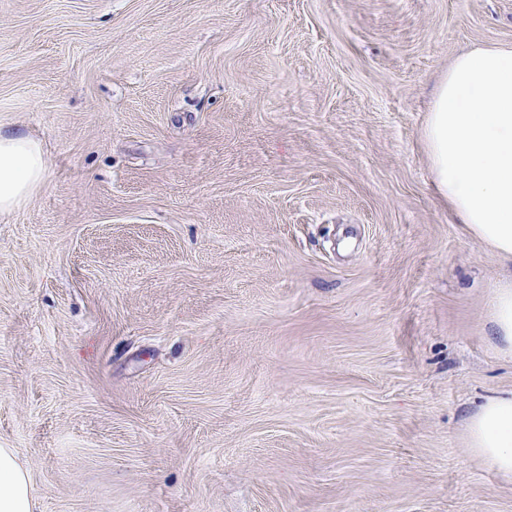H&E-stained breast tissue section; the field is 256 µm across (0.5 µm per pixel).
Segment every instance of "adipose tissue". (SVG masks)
Wrapping results in <instances>:
<instances>
[{
	"label": "adipose tissue",
	"instance_id": "ef3b65f1",
	"mask_svg": "<svg viewBox=\"0 0 512 512\" xmlns=\"http://www.w3.org/2000/svg\"><path fill=\"white\" fill-rule=\"evenodd\" d=\"M437 194L470 235L512 261V47L459 55L441 82L423 127ZM47 157L28 134L0 130V216L14 213L46 181ZM491 329L512 358V281L501 285ZM468 446L512 483V391L486 400L467 423ZM0 512H38L16 449L0 448Z\"/></svg>",
	"mask_w": 512,
	"mask_h": 512
}]
</instances>
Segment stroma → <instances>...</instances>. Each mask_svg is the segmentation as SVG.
I'll use <instances>...</instances> for the list:
<instances>
[{
	"label": "stroma",
	"mask_w": 512,
	"mask_h": 512,
	"mask_svg": "<svg viewBox=\"0 0 512 512\" xmlns=\"http://www.w3.org/2000/svg\"><path fill=\"white\" fill-rule=\"evenodd\" d=\"M512 0H0V448L40 512H512L502 260L422 129ZM48 160L42 147L22 131L0 127V216L14 213L41 189ZM491 329L501 354L512 358V281L501 285L494 295ZM468 448L512 483V391L486 400L467 423Z\"/></svg>",
	"instance_id": "obj_1"
}]
</instances>
